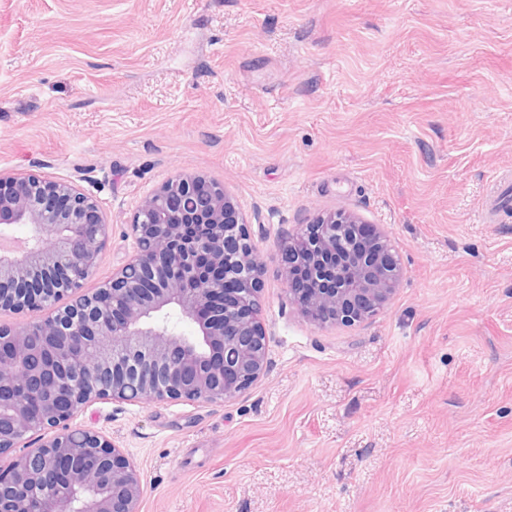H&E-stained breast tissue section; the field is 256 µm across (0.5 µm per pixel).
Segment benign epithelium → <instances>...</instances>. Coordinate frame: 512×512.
Returning <instances> with one entry per match:
<instances>
[{
    "instance_id": "obj_1",
    "label": "benign epithelium",
    "mask_w": 512,
    "mask_h": 512,
    "mask_svg": "<svg viewBox=\"0 0 512 512\" xmlns=\"http://www.w3.org/2000/svg\"><path fill=\"white\" fill-rule=\"evenodd\" d=\"M16 224L33 234L0 251V310L49 314L0 326V455L25 449L0 467V512H140L139 474L122 449L69 421L103 400L224 402L266 374L262 261L242 212L216 182L170 178L134 214L132 255L91 292L84 285L109 237L92 195L0 173V234ZM363 226L321 214L281 249L287 284L297 269L311 276L299 307L316 324L359 322L396 292L397 252Z\"/></svg>"
}]
</instances>
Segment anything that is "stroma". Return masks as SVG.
Segmentation results:
<instances>
[{
  "label": "stroma",
  "mask_w": 512,
  "mask_h": 512,
  "mask_svg": "<svg viewBox=\"0 0 512 512\" xmlns=\"http://www.w3.org/2000/svg\"><path fill=\"white\" fill-rule=\"evenodd\" d=\"M0 170L94 195L133 251L175 173L224 184L264 265L268 371L218 404L105 400L140 512H512V0H0ZM343 210L403 269L317 326L283 277L294 225ZM505 178L507 180L500 182L496 188V195H492L486 204L485 214L488 222H494L496 219L499 203L507 201L512 203V177Z\"/></svg>",
  "instance_id": "1"
}]
</instances>
